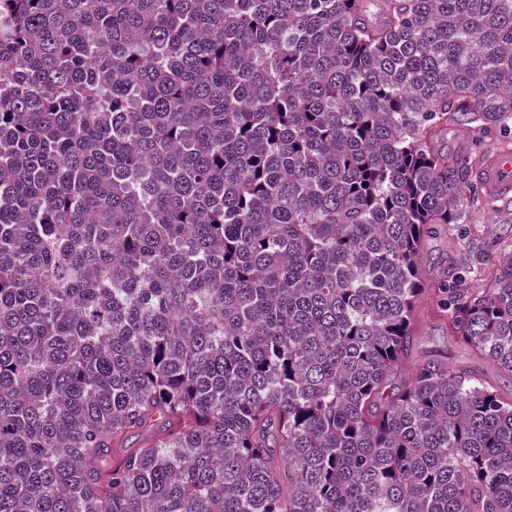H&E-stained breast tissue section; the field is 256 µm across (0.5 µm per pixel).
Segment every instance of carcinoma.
Listing matches in <instances>:
<instances>
[{
  "instance_id": "1",
  "label": "carcinoma",
  "mask_w": 512,
  "mask_h": 512,
  "mask_svg": "<svg viewBox=\"0 0 512 512\" xmlns=\"http://www.w3.org/2000/svg\"><path fill=\"white\" fill-rule=\"evenodd\" d=\"M0 0V512H512V0ZM468 248L467 273L485 274ZM138 446L129 445L131 438ZM499 138L500 134L493 130L484 138L480 145L472 146L462 127L448 126V129L440 137L439 145L448 154L456 155L471 149L477 152L492 150ZM482 184L491 196H506L512 192V158L498 157L483 170ZM509 196L512 197L511 194ZM479 200H467V224L462 226L458 236L440 232L431 235L424 243L422 255L426 265L447 269L448 266L462 272L466 265L468 244H481L489 268L497 266L512 250V203L502 201L485 204L484 196L477 187ZM429 355L447 357L448 361L468 367L474 373L497 382L505 390L511 389L510 376L501 375L498 366L485 356L479 355L467 345L448 336L446 329L430 316L421 317L412 357L409 363L395 369L390 377V390L397 391L407 381L412 364Z\"/></svg>"
}]
</instances>
